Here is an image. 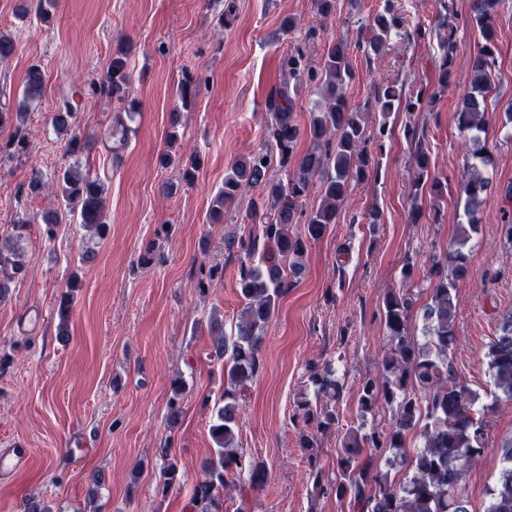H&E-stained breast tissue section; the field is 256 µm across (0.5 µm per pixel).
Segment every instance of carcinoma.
I'll return each instance as SVG.
<instances>
[{"instance_id": "cac0c4a2", "label": "carcinoma", "mask_w": 512, "mask_h": 512, "mask_svg": "<svg viewBox=\"0 0 512 512\" xmlns=\"http://www.w3.org/2000/svg\"><path fill=\"white\" fill-rule=\"evenodd\" d=\"M451 2L453 0L442 4L443 13L438 15L437 24L427 28L420 24L410 26L400 3L383 0L382 8L369 25V37L363 47L365 56H377L393 44L424 40L434 34L441 51L438 85L448 86L457 32V27L449 20ZM498 3L499 0H475L474 19L482 45L473 61L471 91L461 100L457 112L459 126L467 132L480 130L492 73L498 63L497 35L492 22ZM282 66L288 73V80L268 101L271 120L266 147L232 164L210 208L211 215L222 214L242 190L255 187L260 194L252 199L251 207L254 214H262L264 224L246 237H230L225 242L227 249L236 246L246 256L238 268L240 292L246 304L231 335H226L218 324L213 327L211 355L224 365L223 406L209 427L217 460L204 466L203 477L193 487L195 512H216L223 505L224 494L234 485L232 477L246 476L257 483L264 476V461L245 457L236 446L240 403L246 400L247 391L261 369L262 335L290 286L288 277L296 278L302 273L307 240L319 239L329 225L336 223L351 185L364 180L375 164L368 148L370 136L366 135L363 113L349 106L345 94L347 84L354 78L348 40L336 37L329 41L317 68L309 65L303 47H290ZM45 84L43 66L29 65L22 97L11 109L0 107V126H5L6 118L11 115L24 117L29 103L42 96ZM303 84L316 90L325 104L311 119L310 148L290 171L294 145L301 134L294 118L291 91ZM131 86L128 51L121 47L106 62L104 78L93 85L92 91L112 101L131 121L138 112L137 102L131 97ZM434 98L435 94L423 86L412 94L405 91L402 83L381 82L373 95L372 109L378 114L374 136L381 138L387 133V123L393 113L412 112L432 103ZM77 111V105L65 100L52 118L57 133L70 135L68 146L73 154L81 149L80 138L73 134ZM403 132L412 149L414 179L410 214L416 221L422 214L423 195L442 197L447 182L432 175L430 149L418 125L409 122ZM176 143L177 134L173 130L168 133V149L159 157L161 167L180 163ZM475 158L479 164L468 166L461 183L467 223L458 226L445 263L437 262L432 267L434 281L430 301L422 314L427 342L420 346L408 336V320L416 302V294L407 288L415 274V264L408 260L401 269L406 287L383 295L388 348L381 358L379 372L361 383L358 405L362 421L346 431L332 476L317 465V448L319 436L336 421L335 404L342 386L336 380L334 369L329 365L315 367L310 374L316 394L328 403L318 407L305 392L297 401V417L302 420L299 447L308 453L312 495L317 499L333 496L336 501L347 503L351 512H467L462 499L463 481L484 450L486 424L483 418L475 416L474 398L457 380L449 350L455 341L457 317L454 281L467 273L465 249L471 232L476 229L475 214L491 186L479 165H489L492 155L482 147ZM275 165L286 172V180L274 182L268 177ZM315 178L320 183V203L308 213L303 209V201ZM55 182L57 209L44 214L43 236L54 240L62 217L68 216L91 235L106 237L109 225L104 185L100 179L82 171L76 163L64 169ZM302 223L306 225L305 236L290 232L291 225ZM27 227V221L19 220L11 235L0 238V300L8 293L15 277L25 272L28 258L18 241ZM75 287L76 279L72 276L67 284L68 291L59 297V336L62 338L68 336L73 302L71 289ZM488 356L496 388L512 401V313L503 320ZM185 393L183 378L174 379L168 400L169 419L173 422L183 412ZM383 402L396 406L394 422L381 431L374 426L366 427L364 418ZM414 429L419 430L422 447L409 456L405 452L406 436ZM381 448L391 453L386 459L389 467H407L409 476L402 483H393L388 471L372 472L375 451ZM169 451L166 445L158 449L159 456L166 461L158 477V485L164 492L181 480ZM500 462L487 512H512V442L501 448Z\"/></svg>"}]
</instances>
